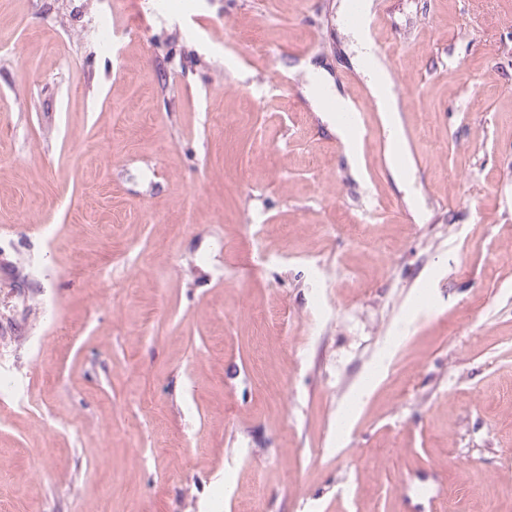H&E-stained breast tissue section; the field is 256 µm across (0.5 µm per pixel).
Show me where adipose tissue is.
Here are the masks:
<instances>
[{
  "label": "adipose tissue",
  "instance_id": "obj_1",
  "mask_svg": "<svg viewBox=\"0 0 512 512\" xmlns=\"http://www.w3.org/2000/svg\"><path fill=\"white\" fill-rule=\"evenodd\" d=\"M373 8L374 0H360L358 12L361 20L358 24L352 26L351 34L357 46L358 63L361 69L373 77L370 91L378 111L383 115L388 140L392 143H398L402 140L397 120L398 101L390 79L385 76L386 65L383 59L377 55L370 34V22L374 14Z\"/></svg>",
  "mask_w": 512,
  "mask_h": 512
}]
</instances>
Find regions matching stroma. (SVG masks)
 I'll list each match as a JSON object with an SVG mask.
<instances>
[{
  "instance_id": "1",
  "label": "stroma",
  "mask_w": 512,
  "mask_h": 512,
  "mask_svg": "<svg viewBox=\"0 0 512 512\" xmlns=\"http://www.w3.org/2000/svg\"><path fill=\"white\" fill-rule=\"evenodd\" d=\"M350 25L0 0V512H512V0H374L408 186ZM311 90L317 105H321L325 99L336 101V112H353L352 103L343 97L335 95L327 81L319 74H312ZM336 134L345 144L349 154L355 155L361 143V123L354 118L350 123L343 125L337 121Z\"/></svg>"
}]
</instances>
